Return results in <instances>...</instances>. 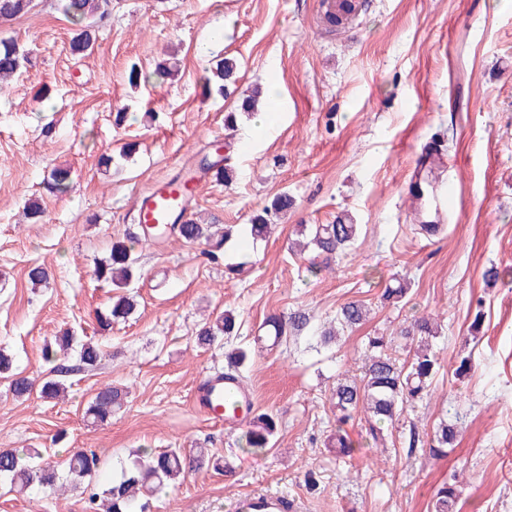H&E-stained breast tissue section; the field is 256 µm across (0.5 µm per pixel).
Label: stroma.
Returning <instances> with one entry per match:
<instances>
[{
  "mask_svg": "<svg viewBox=\"0 0 512 512\" xmlns=\"http://www.w3.org/2000/svg\"><path fill=\"white\" fill-rule=\"evenodd\" d=\"M322 0H112L83 57L69 50L72 24L58 0H36L27 15L0 22V38L31 48L36 65L0 94V349L35 381L50 369L46 342L64 330L88 336L101 366L71 376L65 399H14L0 378V448H37L58 461L71 448L96 449L104 472L138 448H207L226 471L203 468L158 495L150 512H233L235 498L270 491L295 498L302 512H428L439 486L456 482L459 512H512V0H368L343 27L324 26ZM176 56L174 80L131 87L130 66L153 70ZM218 57L237 63L226 97L209 95L203 69ZM277 87L283 111L268 109ZM261 91L245 114L243 97ZM126 110L128 121L115 125ZM235 113L228 127L224 118ZM222 141L234 171L205 178L190 210L215 230L245 232L280 193L294 201L270 215V238L237 267L234 243L217 257L203 242L170 235L135 247L137 307L100 328L97 312L114 295L96 281L112 244L140 234L134 203L162 178L197 165ZM135 143L129 157L121 147ZM448 159L462 205L436 238L422 234L405 196L427 143ZM111 164H102L104 156ZM71 170L69 192L48 188L52 169ZM43 211L26 221L28 202ZM359 227L353 247L318 274L313 252L292 251L299 224ZM47 266L32 287L28 270ZM497 266L500 277L484 273ZM406 282L396 305L386 287ZM371 310L365 324L324 346L319 332L351 301ZM482 307L479 330L470 312ZM234 309L242 368L255 410L279 420L276 444L256 456L243 428L226 430L194 405L193 391L227 366L219 348L195 336L203 319ZM310 316L298 340L256 341L271 314ZM432 315L442 368L427 399L407 406L373 447L369 424L344 429L347 456L329 448L337 379L360 373L367 337L398 338ZM470 373L455 378L462 358ZM128 388L109 424L84 416L97 390ZM464 430L447 453L409 448L441 418ZM313 476L309 489L305 476ZM0 512H85L80 493L22 496L0 488Z\"/></svg>",
  "mask_w": 512,
  "mask_h": 512,
  "instance_id": "stroma-1",
  "label": "stroma"
}]
</instances>
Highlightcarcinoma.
I'll list each match as a JSON object with an SVG mask.
<instances>
[{
    "label": "carcinoma",
    "mask_w": 512,
    "mask_h": 512,
    "mask_svg": "<svg viewBox=\"0 0 512 512\" xmlns=\"http://www.w3.org/2000/svg\"><path fill=\"white\" fill-rule=\"evenodd\" d=\"M63 15L74 25L69 42L70 53L83 55L95 40V24L105 18L111 0H59ZM34 0H0V19L12 20L29 14ZM35 66L32 53L14 39H0V91L3 83ZM177 63L163 61L150 75L133 67L128 73V82L138 86L154 78L163 80L175 75ZM236 61L232 58L216 60L211 72L217 81L216 92L224 94V82L235 78ZM52 191L64 193L71 184L70 171L57 167L52 170L48 181ZM359 231V225L338 218L334 224H299L297 235L302 237L299 247L319 254L333 255L352 247ZM171 232L187 243L209 242L216 232L212 225L201 224L189 217L181 224L173 225ZM134 247L123 241L112 243L109 256L95 264L97 280L112 284L113 288L129 287L136 272L137 258ZM135 300L128 294L112 297V306L97 314V321L103 327L112 322L127 319L135 310ZM367 318L366 306L359 301L344 304L336 312V323L320 332L323 344L336 340V331L352 329L362 325ZM309 324V316L293 312L288 316L271 315L265 321V328L274 342H288L300 335ZM240 323L234 312L226 310L214 321L205 323L195 336L196 345L208 349L222 344L238 335ZM401 338L409 346V355L399 361L387 353L391 340L384 336H369L362 358V374L357 380H340L333 388L330 401L336 412L337 421L346 422L358 413L366 414L370 421L369 432L373 439H379L381 425L393 421L404 405L420 401L429 393L434 378L438 375L440 363L434 340L439 337V326L426 316L419 317L400 331ZM76 352L79 363L87 370L96 369L103 357L98 343L85 336H78L67 330L54 337V343L44 349L46 362L52 364L49 374L42 379L40 397L48 401L58 399L67 393L64 377L69 368L58 363V353ZM0 374L10 379L9 388L17 399L30 396L34 382L15 365L11 356L0 351ZM125 400L122 389L106 385L99 389L89 403L85 416L94 423H104L112 418V412L121 407ZM277 424L269 414H263L253 422L245 433L246 446L256 452L270 447ZM457 427L442 419L427 440L432 456L446 453L453 444ZM219 468L218 458L210 455L205 448L186 451L181 448L155 450L139 448L130 453V460L121 461L117 472L102 490L94 478L103 466L101 457L92 449L82 448L77 452L68 451L65 459L51 464L37 448H1L0 480L8 491L18 494H44L58 497L66 492V485L81 490L85 495L87 512H149L152 496L169 488H175L192 471L204 466ZM458 497L453 485L444 483L433 498L431 512H456Z\"/></svg>",
    "instance_id": "cac0c4a2"
}]
</instances>
